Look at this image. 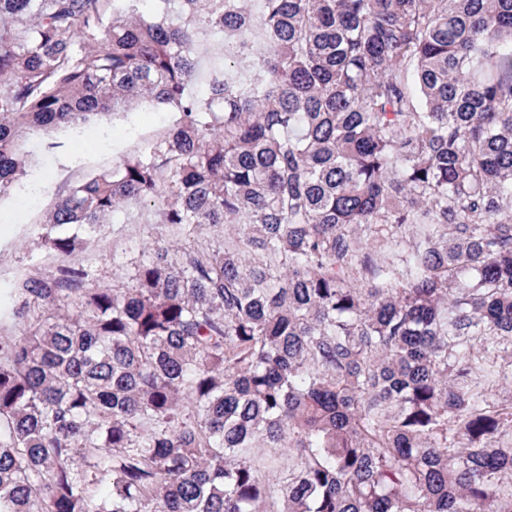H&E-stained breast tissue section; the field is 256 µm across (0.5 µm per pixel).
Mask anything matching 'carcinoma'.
<instances>
[{
  "mask_svg": "<svg viewBox=\"0 0 512 512\" xmlns=\"http://www.w3.org/2000/svg\"><path fill=\"white\" fill-rule=\"evenodd\" d=\"M141 2L0 0V198L34 132L180 114L14 288L0 512H512V0ZM122 207L231 228L116 287ZM129 210H118L95 233V245L78 256L100 280L121 286L127 283L134 262L158 238H165L159 224L132 223Z\"/></svg>",
  "mask_w": 512,
  "mask_h": 512,
  "instance_id": "1",
  "label": "carcinoma"
}]
</instances>
